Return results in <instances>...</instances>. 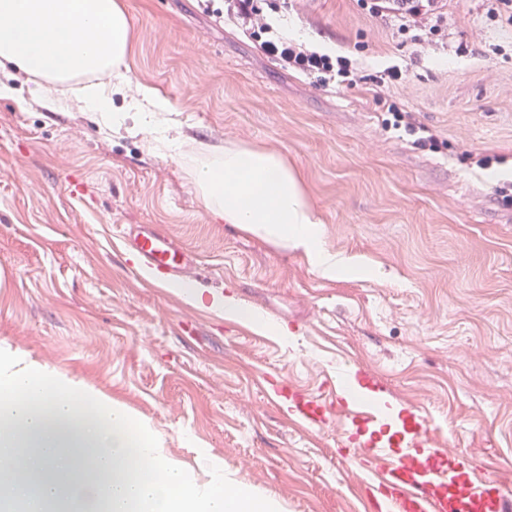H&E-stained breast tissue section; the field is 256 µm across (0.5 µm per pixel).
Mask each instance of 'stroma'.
I'll return each mask as SVG.
<instances>
[{"label":"stroma","mask_w":512,"mask_h":512,"mask_svg":"<svg viewBox=\"0 0 512 512\" xmlns=\"http://www.w3.org/2000/svg\"><path fill=\"white\" fill-rule=\"evenodd\" d=\"M133 82L168 99L185 146L280 154L331 253L364 279H329L292 245L215 223L186 167L77 112L0 99V340L150 419L168 454L218 456L283 512H363L364 472L336 432L288 418L263 376L328 392L350 365L382 375L512 491V26L481 0H447L448 31L409 37L355 0H290L274 35L366 74L409 64L394 100L442 140L386 127L367 87L281 68L224 0H121ZM502 156L489 169L474 155ZM154 225L195 262L194 281L286 329L279 336L189 304L140 269L115 226Z\"/></svg>","instance_id":"1"}]
</instances>
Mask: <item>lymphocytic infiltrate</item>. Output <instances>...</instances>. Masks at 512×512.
Instances as JSON below:
<instances>
[{
  "instance_id": "f902f5d3",
  "label": "lymphocytic infiltrate",
  "mask_w": 512,
  "mask_h": 512,
  "mask_svg": "<svg viewBox=\"0 0 512 512\" xmlns=\"http://www.w3.org/2000/svg\"><path fill=\"white\" fill-rule=\"evenodd\" d=\"M226 3L228 15L266 55L276 57L283 68L316 76L324 87L336 85L353 89L371 84L376 105L391 115L394 129L414 135L416 146L432 151L439 149L437 135L417 125L412 113L400 108L390 94L392 87L407 84L406 67L392 65L376 75H362L347 57L334 58L304 44L273 37L269 14L279 9L278 0H226ZM356 3L370 17L392 19L399 32L411 34L419 53L433 50L444 37L448 14L443 9V0H356Z\"/></svg>"
}]
</instances>
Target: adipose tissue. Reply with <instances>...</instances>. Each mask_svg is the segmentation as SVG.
Here are the masks:
<instances>
[{
  "mask_svg": "<svg viewBox=\"0 0 512 512\" xmlns=\"http://www.w3.org/2000/svg\"><path fill=\"white\" fill-rule=\"evenodd\" d=\"M131 19L118 0H0V95L16 75L53 111L77 110L105 130L134 120L149 149L182 161L214 220L303 249L328 278L365 271L330 254L319 217L279 155L246 145L200 161L183 150L172 106L122 66ZM122 97L123 108L113 106ZM173 290L193 305L267 328L234 298L202 284ZM0 512H280L240 485L222 459L192 468L169 459L164 438L125 405L81 380L0 342Z\"/></svg>",
  "mask_w": 512,
  "mask_h": 512,
  "instance_id": "obj_1",
  "label": "adipose tissue"
}]
</instances>
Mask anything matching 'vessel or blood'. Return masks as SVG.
<instances>
[{
	"mask_svg": "<svg viewBox=\"0 0 512 512\" xmlns=\"http://www.w3.org/2000/svg\"><path fill=\"white\" fill-rule=\"evenodd\" d=\"M132 248L144 268L170 279L192 277V263L170 238L147 230ZM368 399H332L284 379L267 377L268 395L295 421L335 427L347 461L371 472L361 488L368 512H512V494L459 448L434 438L435 425L414 406L397 407L382 376L356 371Z\"/></svg>",
	"mask_w": 512,
	"mask_h": 512,
	"instance_id": "obj_1",
	"label": "vessel or blood"
}]
</instances>
